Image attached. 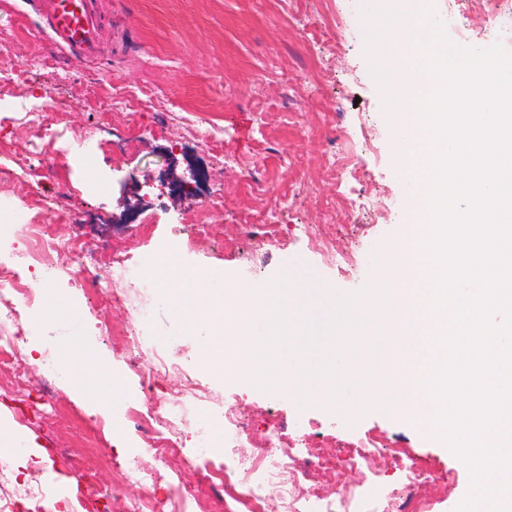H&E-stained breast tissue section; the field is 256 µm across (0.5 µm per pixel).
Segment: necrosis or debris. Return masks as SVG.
<instances>
[{"label":"necrosis or debris","instance_id":"4bbe7bcc","mask_svg":"<svg viewBox=\"0 0 512 512\" xmlns=\"http://www.w3.org/2000/svg\"><path fill=\"white\" fill-rule=\"evenodd\" d=\"M49 224L21 225L18 232L16 254L28 265L40 267L47 277H54V256L67 251L75 252V244ZM33 303L32 291L12 271L0 268V354H20V333L16 318V300ZM191 391H183L155 401L142 418L141 429L148 445L123 468L124 482L151 489L162 479L161 469L169 455L179 446L178 436L187 425V412L192 402ZM225 445L245 449L238 463L213 471L211 483L233 499L239 512H266L270 503H278L285 512H372L368 500L362 499L355 489H348L341 498L323 495L314 488L315 475L331 472L345 466L362 469L374 455L376 442L365 437L353 444L344 457L330 458L319 448L309 445L307 436H285L278 426H269L260 437H253L237 407L224 405L221 426ZM309 447L305 460H298V447ZM426 468L410 464L405 468L408 494L395 495L398 512H429L435 499L441 497L442 488H433L430 494H421L427 481Z\"/></svg>","mask_w":512,"mask_h":512}]
</instances>
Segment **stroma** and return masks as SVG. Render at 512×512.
<instances>
[{
    "label": "stroma",
    "instance_id": "1",
    "mask_svg": "<svg viewBox=\"0 0 512 512\" xmlns=\"http://www.w3.org/2000/svg\"><path fill=\"white\" fill-rule=\"evenodd\" d=\"M312 0H103L114 14V31L97 59L68 64L67 80L53 67L15 74L0 89V164L13 165L26 150V167L0 185V265L12 266L11 248L21 224L32 220L31 195H39L44 216L54 213L57 198H68L79 212L95 216L92 224H70L64 231L78 239L86 262L106 266L121 255L137 267L151 264L168 244H178L177 263L187 270L220 267L229 282L272 283L294 262H301L333 290L359 294V310L372 317L365 337L387 338V312L377 290L396 265L392 240L407 207L394 152V116L384 107L387 92L369 72L367 31L359 16L361 0H349L343 37L330 10L316 13L305 27L296 22ZM437 16L452 15L449 38L463 46L501 44L512 53V33L482 25L483 0H435ZM0 35L13 38L18 53L56 50L31 0H9L0 9ZM156 83L168 100L166 122L143 109L135 97ZM54 115L56 136L49 151L23 148L24 121L31 112ZM210 122L223 148H206L189 121ZM134 132L135 142L121 163H113L109 140ZM352 143L351 176L334 182L325 170L341 134ZM55 172H44V158ZM224 199L221 221L205 235L191 236L189 220L203 211L206 198ZM331 239L334 248L319 252L312 239ZM54 282L36 291L33 306L18 305L17 319L27 344L18 366L27 369L22 391L7 389L10 368L0 369V404L6 406L19 434H34L45 454L22 459L15 448H1L15 477L40 484L55 482L62 495L59 512H83L77 480L57 464L60 454L77 459L94 475L100 512H112L115 497L137 495L123 483L120 468L137 451L141 434L129 419L130 407L146 409L149 400L177 390L195 389L187 417L190 424H219L224 405L238 403L250 432L269 423L284 432L312 434L330 453L368 432L383 435L403 449L405 461L427 462L431 481L447 493L431 512H456L472 488V472L443 449L397 420L382 395L388 380L383 359L369 348L350 359L347 379L369 374L357 391L352 419L330 411L326 402L298 405L290 393L264 392L248 381H230L199 368L204 344L160 303L145 278L122 282L130 306L113 308L109 294L80 278L72 254L59 253ZM151 303L154 322H134L131 307ZM74 307L75 316L45 318L48 306ZM147 337L150 346L177 366L166 377L136 373L117 357L105 328ZM52 355L63 364L93 368L111 361L112 412L98 409L99 384L73 388L58 376L33 371L32 358ZM183 454L168 458V483L197 487L212 512H224V497L206 475L223 468V451H210L199 467L187 470L182 457L192 454L194 436ZM374 475L343 471L325 486L362 488L368 500L395 512L389 488L402 483L398 469L374 460Z\"/></svg>",
    "mask_w": 512,
    "mask_h": 512
}]
</instances>
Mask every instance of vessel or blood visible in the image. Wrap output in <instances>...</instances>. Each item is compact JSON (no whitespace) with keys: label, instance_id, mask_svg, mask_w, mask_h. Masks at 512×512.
Wrapping results in <instances>:
<instances>
[{"label":"vessel or blood","instance_id":"1","mask_svg":"<svg viewBox=\"0 0 512 512\" xmlns=\"http://www.w3.org/2000/svg\"><path fill=\"white\" fill-rule=\"evenodd\" d=\"M54 46L66 59L88 62L102 53V21L93 0H38Z\"/></svg>","mask_w":512,"mask_h":512}]
</instances>
